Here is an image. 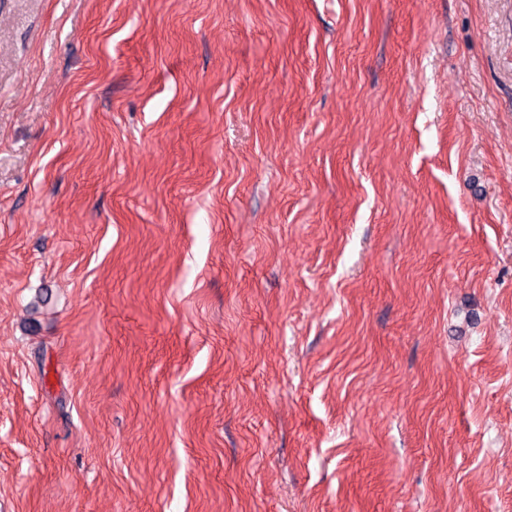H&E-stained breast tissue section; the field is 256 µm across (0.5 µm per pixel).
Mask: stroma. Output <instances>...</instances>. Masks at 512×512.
<instances>
[{"label":"stroma","mask_w":512,"mask_h":512,"mask_svg":"<svg viewBox=\"0 0 512 512\" xmlns=\"http://www.w3.org/2000/svg\"><path fill=\"white\" fill-rule=\"evenodd\" d=\"M0 512H512V0H0Z\"/></svg>","instance_id":"obj_1"}]
</instances>
